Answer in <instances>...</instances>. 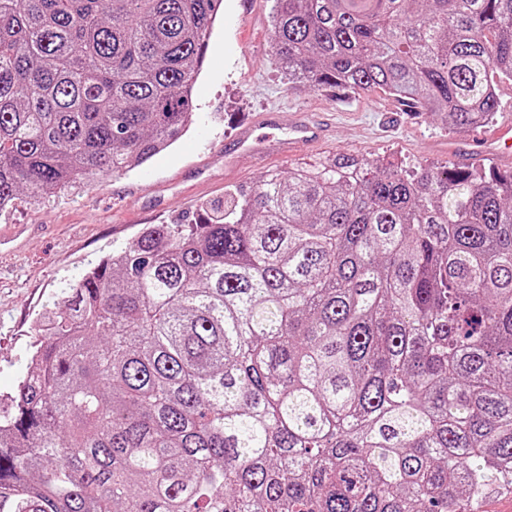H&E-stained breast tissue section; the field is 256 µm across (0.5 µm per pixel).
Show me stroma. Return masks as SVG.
Here are the masks:
<instances>
[{"mask_svg": "<svg viewBox=\"0 0 512 512\" xmlns=\"http://www.w3.org/2000/svg\"><path fill=\"white\" fill-rule=\"evenodd\" d=\"M273 0H223L205 68L193 94L187 135L132 171L34 205L20 199L0 212V232L26 227L17 247L0 248V395L27 373L35 324L46 305L149 224H195L225 191L294 166L354 151L405 166L445 163L453 132L431 113L402 109L380 91L294 89L272 48ZM277 108L325 112L330 132L294 157L225 166L214 155L239 121Z\"/></svg>", "mask_w": 512, "mask_h": 512, "instance_id": "stroma-1", "label": "stroma"}]
</instances>
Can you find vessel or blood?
Returning <instances> with one entry per match:
<instances>
[{
	"mask_svg": "<svg viewBox=\"0 0 512 512\" xmlns=\"http://www.w3.org/2000/svg\"><path fill=\"white\" fill-rule=\"evenodd\" d=\"M328 128L324 119L313 112L286 113L271 109L242 127L224 144V162L232 164L248 156L259 160L275 154L288 158L305 146L323 142ZM448 157L456 166L466 167L483 159L512 158V117L505 118L493 131H476L449 140Z\"/></svg>",
	"mask_w": 512,
	"mask_h": 512,
	"instance_id": "1",
	"label": "vessel or blood"
}]
</instances>
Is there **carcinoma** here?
Returning a JSON list of instances; mask_svg holds the SVG:
<instances>
[{
	"instance_id": "1",
	"label": "carcinoma",
	"mask_w": 512,
	"mask_h": 512,
	"mask_svg": "<svg viewBox=\"0 0 512 512\" xmlns=\"http://www.w3.org/2000/svg\"><path fill=\"white\" fill-rule=\"evenodd\" d=\"M222 0H0V211L171 147ZM288 85L453 130L512 0H274ZM0 512H480L512 495V171L340 151L150 224L36 325Z\"/></svg>"
}]
</instances>
